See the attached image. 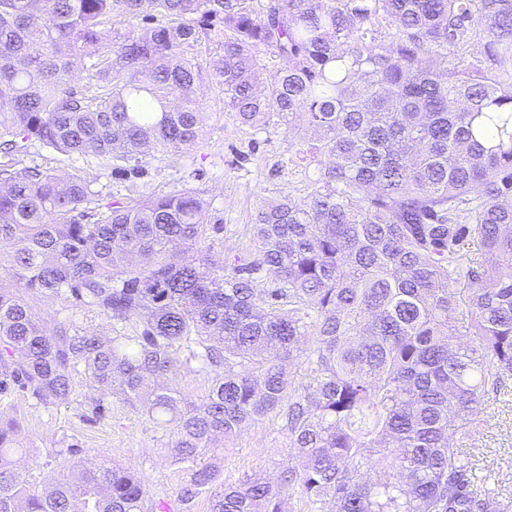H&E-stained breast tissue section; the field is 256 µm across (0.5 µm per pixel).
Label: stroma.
Returning a JSON list of instances; mask_svg holds the SVG:
<instances>
[{
	"mask_svg": "<svg viewBox=\"0 0 512 512\" xmlns=\"http://www.w3.org/2000/svg\"><path fill=\"white\" fill-rule=\"evenodd\" d=\"M198 98L208 118L197 142L179 156L157 153L146 159L142 175L118 179L105 162L94 157L63 155L32 143L23 165L56 173H79L93 183L100 209L113 203L134 204L141 196L180 189L199 192L207 202L205 221L223 225L214 235V250L221 259H254L253 217L266 204L284 196H305L311 171L288 165L292 140L287 128L269 124L260 133L239 124L224 109L219 90L201 85ZM26 301L42 318L48 331L62 324L82 325L84 310L57 300L26 294ZM0 423L14 425L26 444L15 459L20 480L43 484L60 474H72L70 446L90 456L122 462L145 477L152 492L173 494L178 476L171 463L170 438L143 414L113 404L108 416L93 414L89 405L73 402L45 407L25 394L0 399ZM480 453L475 462L487 473L492 488L512 492V408L481 424L475 435ZM289 457L288 437L279 419L259 423L233 440L224 450V478L235 481L256 472L277 473Z\"/></svg>",
	"mask_w": 512,
	"mask_h": 512,
	"instance_id": "35a3bbf8",
	"label": "stroma"
}]
</instances>
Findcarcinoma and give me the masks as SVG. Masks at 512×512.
<instances>
[{
	"label": "carcinoma",
	"mask_w": 512,
	"mask_h": 512,
	"mask_svg": "<svg viewBox=\"0 0 512 512\" xmlns=\"http://www.w3.org/2000/svg\"><path fill=\"white\" fill-rule=\"evenodd\" d=\"M204 81L241 125L287 126L288 164L314 168L306 196L257 212L249 263L211 254L194 191L100 217L87 178L21 166L32 142L117 171L179 155ZM0 154V394L66 403L85 381L92 413L146 412L189 472L154 497L72 445L80 479L42 491L0 425V512L512 508L460 450L512 395V0H0ZM22 290L112 335L48 333ZM183 354L211 375L199 404L163 381ZM273 416L288 465L224 480L212 458Z\"/></svg>",
	"instance_id": "cac0c4a2"
}]
</instances>
